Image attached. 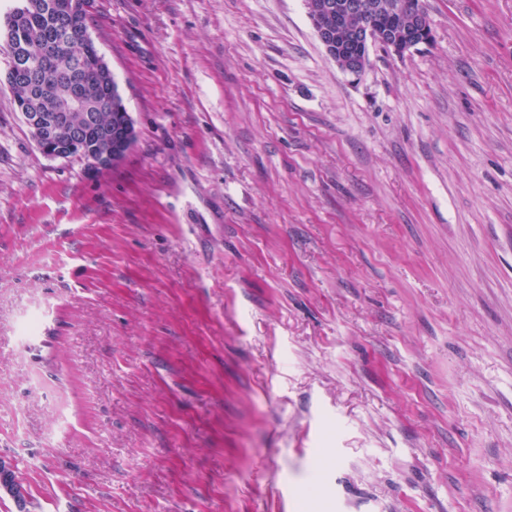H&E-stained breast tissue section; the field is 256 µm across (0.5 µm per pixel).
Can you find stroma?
Segmentation results:
<instances>
[{"instance_id":"1","label":"stroma","mask_w":512,"mask_h":512,"mask_svg":"<svg viewBox=\"0 0 512 512\" xmlns=\"http://www.w3.org/2000/svg\"><path fill=\"white\" fill-rule=\"evenodd\" d=\"M361 78L304 0H91L135 129L0 52V512H512V0Z\"/></svg>"}]
</instances>
